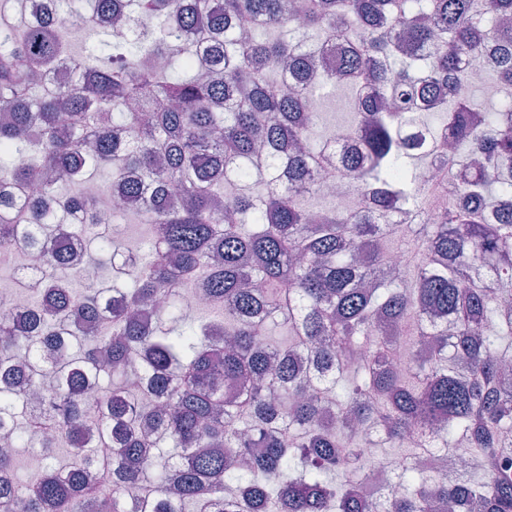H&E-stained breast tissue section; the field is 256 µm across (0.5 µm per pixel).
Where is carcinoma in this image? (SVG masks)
<instances>
[{
    "label": "carcinoma",
    "instance_id": "carcinoma-1",
    "mask_svg": "<svg viewBox=\"0 0 512 512\" xmlns=\"http://www.w3.org/2000/svg\"><path fill=\"white\" fill-rule=\"evenodd\" d=\"M127 7L159 32L105 36L100 65L70 53V21ZM495 39L512 46V0H69L23 30L0 18V264L22 247L40 282L23 332L0 320V512H512V98L477 103L461 66ZM63 62L74 79L30 99ZM325 75L350 121L318 142L307 82ZM487 76L512 87L509 52ZM343 134L361 150L338 176L372 196L354 210L315 179ZM449 144L436 190L454 171V198L438 224L416 215L392 266L397 204ZM106 167L156 241L144 255L99 232L87 189ZM75 236L111 280L66 262ZM200 273L207 320L179 295ZM407 434L401 463L367 468L361 438ZM461 443L453 482L419 466Z\"/></svg>",
    "mask_w": 512,
    "mask_h": 512
}]
</instances>
